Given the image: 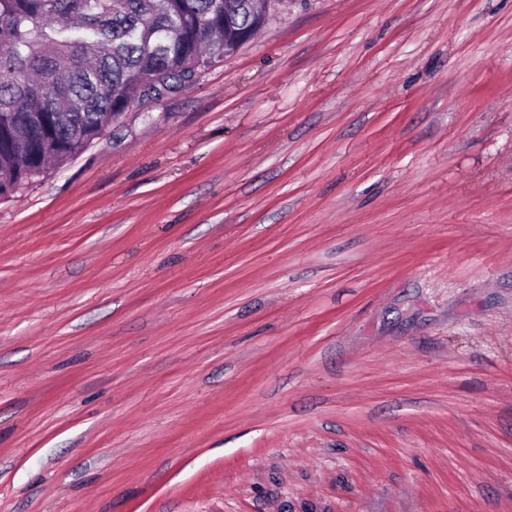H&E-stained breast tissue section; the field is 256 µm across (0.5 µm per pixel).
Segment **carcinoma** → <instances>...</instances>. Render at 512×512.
<instances>
[{
    "label": "carcinoma",
    "instance_id": "cac0c4a2",
    "mask_svg": "<svg viewBox=\"0 0 512 512\" xmlns=\"http://www.w3.org/2000/svg\"><path fill=\"white\" fill-rule=\"evenodd\" d=\"M261 25L247 0H0V200Z\"/></svg>",
    "mask_w": 512,
    "mask_h": 512
}]
</instances>
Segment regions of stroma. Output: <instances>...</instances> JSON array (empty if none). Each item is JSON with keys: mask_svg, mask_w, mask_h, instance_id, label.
<instances>
[{"mask_svg": "<svg viewBox=\"0 0 512 512\" xmlns=\"http://www.w3.org/2000/svg\"><path fill=\"white\" fill-rule=\"evenodd\" d=\"M0 512H512V0H281L1 200Z\"/></svg>", "mask_w": 512, "mask_h": 512, "instance_id": "stroma-1", "label": "stroma"}]
</instances>
